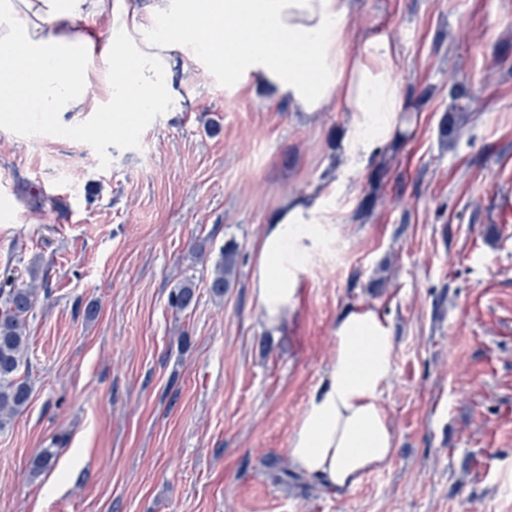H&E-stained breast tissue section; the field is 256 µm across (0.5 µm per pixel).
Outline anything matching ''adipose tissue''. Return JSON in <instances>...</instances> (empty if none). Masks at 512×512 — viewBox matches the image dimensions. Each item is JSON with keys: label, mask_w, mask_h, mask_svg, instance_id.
<instances>
[{"label": "adipose tissue", "mask_w": 512, "mask_h": 512, "mask_svg": "<svg viewBox=\"0 0 512 512\" xmlns=\"http://www.w3.org/2000/svg\"><path fill=\"white\" fill-rule=\"evenodd\" d=\"M356 0H0V112L25 102L39 127L61 112H96L89 137L107 124L135 136L148 113L182 101L173 55L212 70L228 89L256 85L293 111L350 115L343 148L364 164L404 132L389 36L356 34ZM334 230L322 197L284 200L258 243L252 292L264 326L283 329L299 302L311 254ZM333 362L291 439L292 467L345 492L384 467L395 435L382 400L393 373L394 338L364 308L336 324Z\"/></svg>", "instance_id": "1"}]
</instances>
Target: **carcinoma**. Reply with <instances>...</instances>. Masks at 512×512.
<instances>
[{
  "label": "carcinoma",
  "mask_w": 512,
  "mask_h": 512,
  "mask_svg": "<svg viewBox=\"0 0 512 512\" xmlns=\"http://www.w3.org/2000/svg\"><path fill=\"white\" fill-rule=\"evenodd\" d=\"M238 247L224 246V259L218 265L210 283L211 291L224 294L235 274ZM195 301V284L185 280L171 294L170 304L179 310L189 308ZM34 304L31 288H0V430L28 405L31 388L20 377V368L28 349L27 315Z\"/></svg>",
  "instance_id": "obj_1"
}]
</instances>
